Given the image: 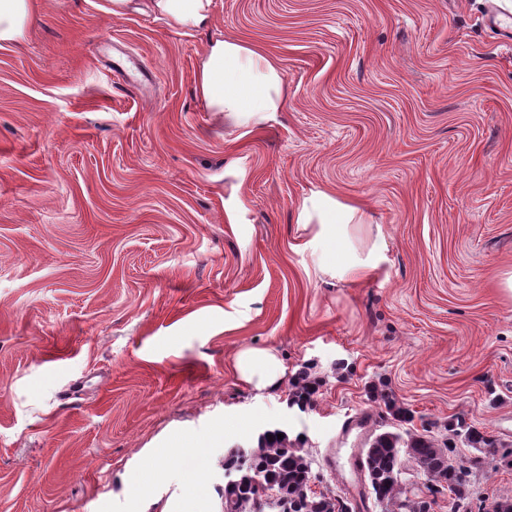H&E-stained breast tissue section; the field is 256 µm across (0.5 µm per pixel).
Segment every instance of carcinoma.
Wrapping results in <instances>:
<instances>
[{"label": "carcinoma", "mask_w": 512, "mask_h": 512, "mask_svg": "<svg viewBox=\"0 0 512 512\" xmlns=\"http://www.w3.org/2000/svg\"><path fill=\"white\" fill-rule=\"evenodd\" d=\"M316 390V383L309 380L307 372L298 374L294 392L289 402L300 405L309 400ZM373 398L382 402L403 432L377 434L362 454L360 468L366 475L371 496L376 504L385 505V512H431L435 500L417 494H409L403 478L406 464L412 463L417 472L425 477V488L432 496L448 489L455 492L452 512H472L470 482L467 476L481 470L484 461L480 457L469 460V466L451 458L454 448L448 441L407 427L412 414L396 405L385 390H373ZM466 431L467 440L475 449L491 444L478 431L465 422L448 425V431ZM250 469L261 472L265 482L272 485L288 503L296 506L294 512H351V507L335 494L321 493L307 499L305 493L311 477V466L302 449L295 447L288 432L283 429L266 431V436L256 439V447L249 453ZM224 512H260L258 491L251 483L224 486Z\"/></svg>", "instance_id": "cac0c4a2"}]
</instances>
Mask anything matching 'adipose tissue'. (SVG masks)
<instances>
[{
  "label": "adipose tissue",
  "mask_w": 512,
  "mask_h": 512,
  "mask_svg": "<svg viewBox=\"0 0 512 512\" xmlns=\"http://www.w3.org/2000/svg\"><path fill=\"white\" fill-rule=\"evenodd\" d=\"M40 0H0V44L20 43L39 9ZM212 0H107L106 13L122 17L132 11L150 12L188 30L212 25ZM195 91L206 109L236 122L264 126L287 99V82L277 61L237 39L210 38L196 71ZM355 206L315 190L304 199L296 216L302 227L318 225L336 238L338 257L325 263L324 272L338 279L362 280L375 275L386 260L387 243L376 235L365 249L352 241ZM234 370L247 383L265 389L278 386L285 367L271 352L244 349L237 353Z\"/></svg>",
  "instance_id": "adipose-tissue-1"
}]
</instances>
